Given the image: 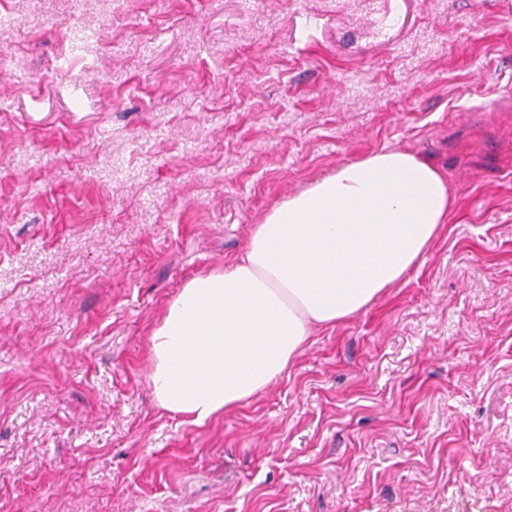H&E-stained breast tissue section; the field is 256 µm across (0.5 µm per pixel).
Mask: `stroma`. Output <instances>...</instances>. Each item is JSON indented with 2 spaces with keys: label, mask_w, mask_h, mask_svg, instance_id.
I'll use <instances>...</instances> for the list:
<instances>
[{
  "label": "stroma",
  "mask_w": 512,
  "mask_h": 512,
  "mask_svg": "<svg viewBox=\"0 0 512 512\" xmlns=\"http://www.w3.org/2000/svg\"><path fill=\"white\" fill-rule=\"evenodd\" d=\"M0 512H512V0H0ZM456 207L406 279L197 426L150 337L374 152Z\"/></svg>",
  "instance_id": "1"
}]
</instances>
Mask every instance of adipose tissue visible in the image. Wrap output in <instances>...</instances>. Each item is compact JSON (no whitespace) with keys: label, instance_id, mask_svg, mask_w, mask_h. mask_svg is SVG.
I'll return each mask as SVG.
<instances>
[{"label":"adipose tissue","instance_id":"obj_1","mask_svg":"<svg viewBox=\"0 0 512 512\" xmlns=\"http://www.w3.org/2000/svg\"><path fill=\"white\" fill-rule=\"evenodd\" d=\"M455 208L432 160L389 149L289 194L238 259L185 283L150 340L160 406L201 425L264 390L314 328L402 282Z\"/></svg>","mask_w":512,"mask_h":512}]
</instances>
